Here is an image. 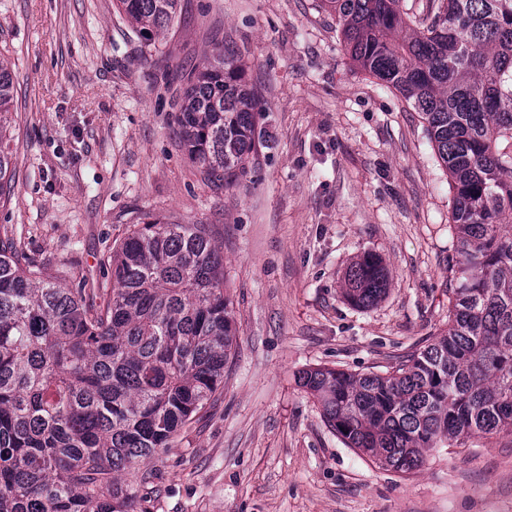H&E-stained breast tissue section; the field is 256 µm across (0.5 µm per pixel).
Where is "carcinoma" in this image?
<instances>
[{
	"instance_id": "cac0c4a2",
	"label": "carcinoma",
	"mask_w": 512,
	"mask_h": 512,
	"mask_svg": "<svg viewBox=\"0 0 512 512\" xmlns=\"http://www.w3.org/2000/svg\"><path fill=\"white\" fill-rule=\"evenodd\" d=\"M150 41L178 0H119ZM320 0L352 62L402 93L453 191L448 329L380 375H298L327 425L378 468L408 475L443 441L512 436V0ZM13 77L0 56V184ZM246 69L224 49L187 78L175 120L190 160L234 184L260 144ZM98 304L0 239V512H137L140 466L224 385L238 328L224 255L202 224H136L109 256ZM389 275L376 253L348 269L344 297L368 309Z\"/></svg>"
}]
</instances>
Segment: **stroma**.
<instances>
[{
  "label": "stroma",
  "mask_w": 512,
  "mask_h": 512,
  "mask_svg": "<svg viewBox=\"0 0 512 512\" xmlns=\"http://www.w3.org/2000/svg\"><path fill=\"white\" fill-rule=\"evenodd\" d=\"M247 69L262 143L229 188L180 140L187 75L221 47ZM13 70L0 236L108 300L109 252L156 216L206 225L239 338L224 386L145 464L147 512H512V436L453 442L419 471L347 448L298 381L383 374L448 325L453 194L420 115L351 62L318 0H179L148 41L117 0H0ZM389 290L358 309L348 267ZM388 286L384 260L376 253L366 252L346 272L343 294L353 306L368 309L385 297Z\"/></svg>",
  "instance_id": "stroma-1"
}]
</instances>
